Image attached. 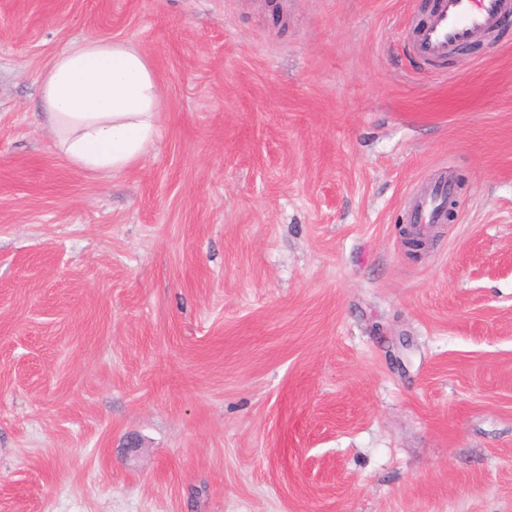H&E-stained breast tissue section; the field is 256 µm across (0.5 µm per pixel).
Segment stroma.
Returning <instances> with one entry per match:
<instances>
[{
  "label": "stroma",
  "instance_id": "1",
  "mask_svg": "<svg viewBox=\"0 0 512 512\" xmlns=\"http://www.w3.org/2000/svg\"><path fill=\"white\" fill-rule=\"evenodd\" d=\"M422 6L0 0V512H512V31ZM84 39L162 83L120 172L42 124ZM510 8L511 0H440L432 20L417 30L414 51L442 63L460 44L491 34L501 14L496 28L509 20L512 26ZM449 189L448 181L436 182L427 196L421 197L415 202L410 212V224H399V236L407 252L421 256L428 247L427 240L416 236L417 232L413 231L414 224H445L448 222L445 214L446 208L445 211L442 209V203L443 199L448 196ZM457 205V199L452 192L451 196H448V212H454ZM413 239H420L422 244L418 245L412 242Z\"/></svg>",
  "mask_w": 512,
  "mask_h": 512
}]
</instances>
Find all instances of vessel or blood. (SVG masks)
Listing matches in <instances>:
<instances>
[{
	"mask_svg": "<svg viewBox=\"0 0 512 512\" xmlns=\"http://www.w3.org/2000/svg\"><path fill=\"white\" fill-rule=\"evenodd\" d=\"M511 9L512 0H440L432 20L418 29L414 51L425 61H445L460 44L491 34L500 15ZM448 190V182H436L427 196L415 202L411 223H445L442 203Z\"/></svg>",
	"mask_w": 512,
	"mask_h": 512,
	"instance_id": "vessel-or-blood-1",
	"label": "vessel or blood"
}]
</instances>
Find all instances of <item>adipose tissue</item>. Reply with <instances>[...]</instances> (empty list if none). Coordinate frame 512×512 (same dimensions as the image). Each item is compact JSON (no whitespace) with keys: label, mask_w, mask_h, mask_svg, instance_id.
Wrapping results in <instances>:
<instances>
[{"label":"adipose tissue","mask_w":512,"mask_h":512,"mask_svg":"<svg viewBox=\"0 0 512 512\" xmlns=\"http://www.w3.org/2000/svg\"><path fill=\"white\" fill-rule=\"evenodd\" d=\"M161 88L148 58L116 40L89 39L59 53L43 76V115L73 166L118 172L158 132Z\"/></svg>","instance_id":"obj_1"}]
</instances>
